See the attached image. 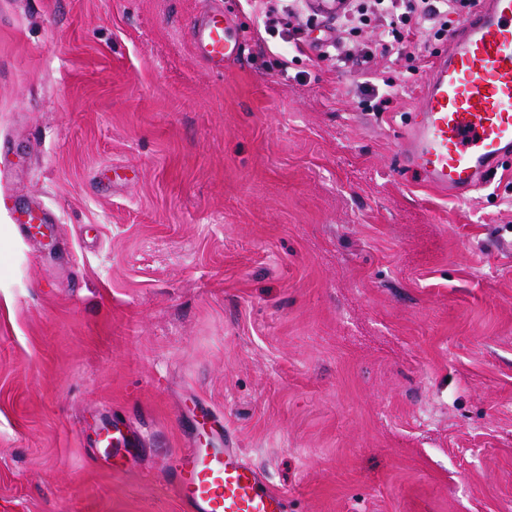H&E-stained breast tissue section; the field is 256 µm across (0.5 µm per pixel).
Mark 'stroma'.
<instances>
[{
	"label": "stroma",
	"instance_id": "35a3bbf8",
	"mask_svg": "<svg viewBox=\"0 0 512 512\" xmlns=\"http://www.w3.org/2000/svg\"><path fill=\"white\" fill-rule=\"evenodd\" d=\"M242 57L212 73L197 17ZM254 0H0V512H187L201 407L288 512H512V159L399 166L433 58L336 62ZM287 69H280V61ZM418 71L372 111L366 68ZM146 431L103 452L102 424ZM232 31H238L237 23L224 10L214 8L205 13L195 21L192 31L195 54L211 69L224 70V61L240 56L244 44L241 33L232 38ZM12 209L14 208L12 207ZM14 210L18 214V224H22V226L19 228L20 232L25 237H33V230H39L42 226L41 224H46L47 222L44 212L34 202L32 204L20 207L19 210H17V208ZM33 224H39V226H35Z\"/></svg>",
	"mask_w": 512,
	"mask_h": 512
}]
</instances>
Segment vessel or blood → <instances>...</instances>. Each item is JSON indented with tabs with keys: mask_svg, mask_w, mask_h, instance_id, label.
I'll use <instances>...</instances> for the list:
<instances>
[{
	"mask_svg": "<svg viewBox=\"0 0 512 512\" xmlns=\"http://www.w3.org/2000/svg\"><path fill=\"white\" fill-rule=\"evenodd\" d=\"M235 19L215 8L199 17L192 44L220 71L240 56ZM404 167L450 197L472 202L498 165L512 156V0H478L435 56L422 102L401 138ZM23 236L46 217L36 204L20 207ZM197 426L206 445L180 453L173 475L188 512H288L287 495L234 447L224 417L203 412Z\"/></svg>",
	"mask_w": 512,
	"mask_h": 512,
	"instance_id": "vessel-or-blood-1",
	"label": "vessel or blood"
}]
</instances>
